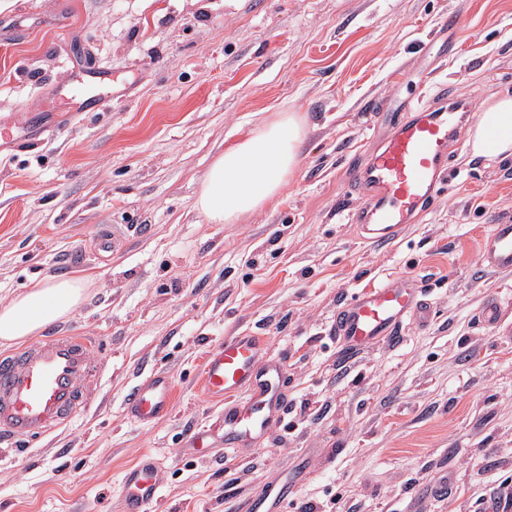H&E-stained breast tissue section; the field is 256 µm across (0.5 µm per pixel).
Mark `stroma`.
Returning <instances> with one entry per match:
<instances>
[{"label":"stroma","instance_id":"35a3bbf8","mask_svg":"<svg viewBox=\"0 0 512 512\" xmlns=\"http://www.w3.org/2000/svg\"><path fill=\"white\" fill-rule=\"evenodd\" d=\"M461 3L450 54H420ZM99 69L101 111L0 151V304L88 277L51 329L98 337L105 368L67 427L22 456L0 447V512H123L124 475L147 454L162 469L149 512H239L301 456L288 512H477L488 497L512 512V271L479 264L490 218H512V157L453 149L448 191L382 248L347 182L368 158L366 99H403L429 71L476 107L512 92V0H0L1 120L69 107ZM286 108L307 128L287 188L207 223L193 203L213 159ZM112 230L121 245L97 251ZM390 275L425 284L426 321L342 356L337 309ZM490 300L501 320L485 326ZM243 333L283 361L288 413L260 446L187 456L186 434L224 415L203 357ZM158 371L172 410L135 424L125 396ZM439 471L448 491L421 496Z\"/></svg>","mask_w":512,"mask_h":512}]
</instances>
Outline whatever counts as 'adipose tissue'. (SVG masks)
I'll use <instances>...</instances> for the list:
<instances>
[{
  "label": "adipose tissue",
  "instance_id": "obj_1",
  "mask_svg": "<svg viewBox=\"0 0 512 512\" xmlns=\"http://www.w3.org/2000/svg\"><path fill=\"white\" fill-rule=\"evenodd\" d=\"M306 126L297 112L275 113L212 162L194 201L209 223L234 224L287 188L301 158ZM475 157L512 156V93L482 104L469 131ZM86 298L81 277L47 278L0 305V341L20 344L46 326L68 319Z\"/></svg>",
  "mask_w": 512,
  "mask_h": 512
}]
</instances>
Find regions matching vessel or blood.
<instances>
[{
    "label": "vessel or blood",
    "mask_w": 512,
    "mask_h": 512,
    "mask_svg": "<svg viewBox=\"0 0 512 512\" xmlns=\"http://www.w3.org/2000/svg\"><path fill=\"white\" fill-rule=\"evenodd\" d=\"M368 128L388 130L366 163L350 169L348 181L365 198L355 220L369 239L382 246L446 189L451 147L468 124L472 106L463 99L424 86L405 105L392 99L368 101ZM481 264L512 269V222L498 220L480 241ZM426 290L409 276H390L379 285L353 293L333 318L331 332L342 352L397 340L406 319L428 313ZM102 366L89 336L49 335L17 356L0 359V445L32 444L62 427L79 409L81 383ZM202 388L224 402L221 427L225 448L239 449L263 441L281 421L286 406V378L279 360L265 354L256 337L225 338L202 363ZM174 384L154 373L125 396L131 419L151 425L172 407ZM161 485L153 457H145L124 477V512H146ZM294 481L281 478L262 485L240 512H282L293 496Z\"/></svg>",
    "instance_id": "obj_1"
}]
</instances>
